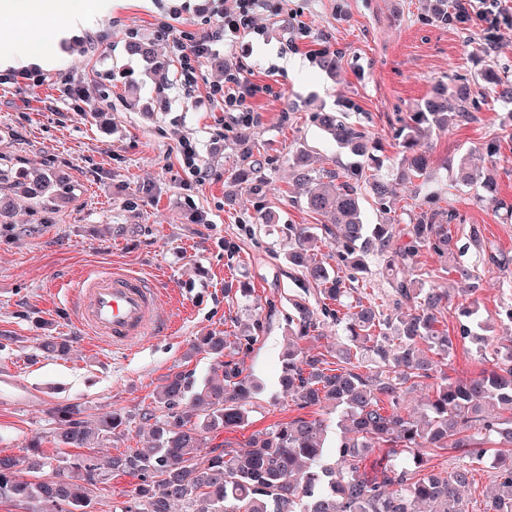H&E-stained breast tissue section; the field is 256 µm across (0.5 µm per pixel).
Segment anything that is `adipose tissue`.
Returning a JSON list of instances; mask_svg holds the SVG:
<instances>
[{
    "label": "adipose tissue",
    "instance_id": "ef3b65f1",
    "mask_svg": "<svg viewBox=\"0 0 512 512\" xmlns=\"http://www.w3.org/2000/svg\"><path fill=\"white\" fill-rule=\"evenodd\" d=\"M110 5L111 0H0V67L49 63L60 31L92 26ZM32 26L42 29L40 40L26 37Z\"/></svg>",
    "mask_w": 512,
    "mask_h": 512
}]
</instances>
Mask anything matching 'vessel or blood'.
Here are the masks:
<instances>
[{
	"instance_id": "obj_1",
	"label": "vessel or blood",
	"mask_w": 512,
	"mask_h": 512,
	"mask_svg": "<svg viewBox=\"0 0 512 512\" xmlns=\"http://www.w3.org/2000/svg\"><path fill=\"white\" fill-rule=\"evenodd\" d=\"M80 325L115 349L168 329L170 319L159 289L141 276L107 270L86 276L71 289Z\"/></svg>"
}]
</instances>
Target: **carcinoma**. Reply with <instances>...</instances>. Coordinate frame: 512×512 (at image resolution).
Returning <instances> with one entry per match:
<instances>
[{
  "mask_svg": "<svg viewBox=\"0 0 512 512\" xmlns=\"http://www.w3.org/2000/svg\"><path fill=\"white\" fill-rule=\"evenodd\" d=\"M127 50L146 64L145 73L168 72L171 61L156 54L154 42L130 37ZM319 66L334 73L339 54L324 49ZM495 93V100L512 108V78L492 68L481 74ZM455 100L448 107V98ZM476 106L474 91L466 84H440L415 105L408 117L396 115L395 138L401 140L404 156L398 179L427 175L429 158L421 150L420 136L426 128L444 130L453 121L471 119ZM315 122L335 142L354 156L369 159L343 170H315L307 154L295 155V177L302 184L318 185L308 191L305 205L323 220V229L336 239V258L350 271L348 277L331 276L325 263L311 257L318 241L316 226L288 225V263L316 284H325L320 315L308 306L295 304L297 335H315L321 321L340 325L349 343L336 349V367L326 355L299 346L288 349L281 384L288 396L303 407L324 400L339 411L336 440L326 442L327 426L304 418L278 423L252 434L238 448L214 452L199 459L209 444L208 431L215 427L234 430L247 425L244 401L251 394L252 380L241 364L222 360L224 351L241 346L220 332L202 337L201 343L217 358L223 383L199 384L183 372L170 375L157 392V403L166 409L155 425V444L129 448L108 464L113 472L141 478L142 485L119 512H467L459 488L467 484L470 469L459 467L446 477L417 471L402 464L411 458L421 467L429 451L451 448L472 460L483 457V444L491 440L512 447V346L493 359L491 369L462 379L450 380L439 368L437 356H448L453 341L436 327L445 295L426 287L424 274L407 276L402 261L427 250L438 260L448 259V225L455 215L441 221L435 211H423L417 222L402 231L394 224H367L363 219L362 190L384 210L394 194V185L375 173L374 155L367 132L344 112H318ZM13 187L33 197L56 199L60 184L44 176L34 186L22 175ZM388 258L395 314L385 316L371 303H344L349 295L346 281L366 270L364 257ZM433 356H428V353ZM375 360L376 370L365 371L364 360ZM432 380V396L420 414L405 408V393L425 380ZM77 409H56L64 422L57 439L71 448L100 443L127 424V417L113 411L105 414L95 429L73 420ZM199 421L192 420V417ZM387 447L394 461L379 469H366V458L376 448ZM35 475L27 480L20 465ZM500 481L490 496L486 512H512V457L498 459ZM99 465L84 458L71 462L69 470L55 468L50 458L31 453L24 458L0 456V501L31 509L34 501L49 504L46 512H89L91 486ZM85 473L83 482L70 473Z\"/></svg>",
  "mask_w": 512,
  "mask_h": 512,
  "instance_id": "obj_1",
  "label": "carcinoma"
}]
</instances>
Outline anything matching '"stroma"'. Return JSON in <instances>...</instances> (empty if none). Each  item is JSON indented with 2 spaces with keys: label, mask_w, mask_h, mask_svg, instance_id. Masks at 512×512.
Masks as SVG:
<instances>
[{
  "label": "stroma",
  "mask_w": 512,
  "mask_h": 512,
  "mask_svg": "<svg viewBox=\"0 0 512 512\" xmlns=\"http://www.w3.org/2000/svg\"><path fill=\"white\" fill-rule=\"evenodd\" d=\"M233 0H112L91 27L64 32L42 84L19 82L14 70L0 72V193L10 194L11 213L0 223V453L17 457L39 447L54 464L74 456L105 463L128 448L150 444L155 401L164 380L188 372L196 380L220 378L216 359L198 348L212 331L251 336L250 349L236 353L259 388L246 400L248 423L212 433V445L244 443L255 431L295 418L320 421L335 437L336 413L321 403L300 407L280 385L282 361L293 337L288 319L294 301L319 309L316 285L284 257L288 227L316 224L304 205L306 189L295 183L289 162L297 150L310 154L314 169H340L352 162L312 120L316 112H346L382 143L380 176L394 178L402 148L393 138L395 115L428 95L436 82L462 77L482 104L473 121L426 131L421 144L437 180L430 192L397 186L388 214L365 206V221L394 217L406 224L426 203L440 213L455 211L448 226L453 255L440 264L419 253L412 271H426L428 285L446 291L439 326L452 337L443 369L450 379L491 368L496 349L512 345V121L477 79L487 65L512 73V0H502L497 22L472 16L465 23L438 21L430 0H285L279 15L257 14V30L225 41L205 59L195 81L171 66L165 98H157L143 62L126 50L130 34L152 36L165 25L214 30ZM307 33H300L299 24ZM489 52H482V45ZM336 49L337 74L322 71L315 52ZM291 66H283V59ZM245 81L271 86L250 101L253 122L233 119L209 98L212 81L225 66ZM139 83L130 94L125 75ZM507 133L499 156L483 145ZM194 142L208 176L199 182L184 167L181 139ZM469 155L473 168L490 174L495 209L479 185L457 183L454 165ZM28 180L61 176L66 200L48 202L10 191L14 165ZM261 167L265 203L274 223L253 224L254 197L231 178L242 166ZM480 225L482 246L470 239ZM357 284L393 314L385 263L368 256ZM103 268L149 276L166 298L169 331L126 350L92 341L77 323L64 285ZM479 275L477 316L487 322L482 340L461 338V305L469 274ZM55 339L65 354L43 352ZM76 406L77 422L93 427L109 411L129 415V426L93 448L60 445L56 408ZM499 482L492 458L474 464L462 495L468 512H484ZM140 480L106 473L93 488L92 512H112L130 498Z\"/></svg>",
  "instance_id": "1"
}]
</instances>
